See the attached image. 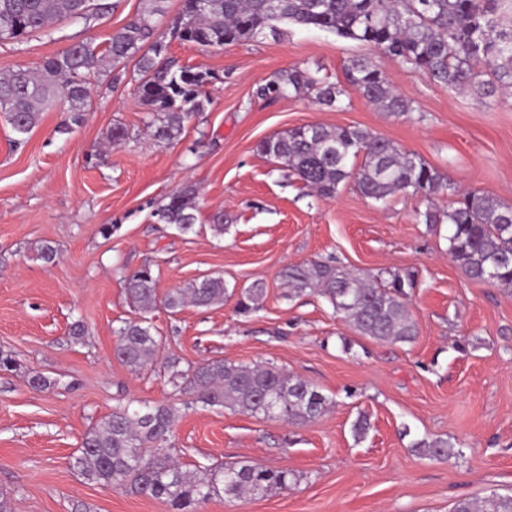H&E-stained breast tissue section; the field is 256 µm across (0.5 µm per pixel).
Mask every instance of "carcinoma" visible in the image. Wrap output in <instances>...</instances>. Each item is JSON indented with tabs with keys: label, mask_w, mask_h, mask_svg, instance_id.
Masks as SVG:
<instances>
[{
	"label": "carcinoma",
	"mask_w": 512,
	"mask_h": 512,
	"mask_svg": "<svg viewBox=\"0 0 512 512\" xmlns=\"http://www.w3.org/2000/svg\"><path fill=\"white\" fill-rule=\"evenodd\" d=\"M167 0H147V7L112 32L104 44L75 43L49 57L41 67H19L0 76V116L19 144L39 124L48 105L60 97L69 117L58 127L68 133L84 120L90 106V77L112 68V83L122 81L133 60L139 79L136 93L152 115L147 123L153 140L177 139L185 122L205 110L202 88L209 71L178 66L166 57L167 43L158 33ZM107 0H0V41H17L41 33L60 19L89 22L105 18ZM512 0H183L172 34L203 50L221 49L282 28H313L372 47L455 93L467 91L488 106L512 91ZM345 85L329 83L318 71L297 66L278 72L257 88L256 95L276 101L304 95L340 110L346 87L372 107L389 115L413 111L367 55L350 57ZM318 196H335L341 183L353 180L357 191L374 202L394 196L415 198V220L429 228L448 225V256L470 279L512 288V204L480 189L460 191L448 176L393 141L356 126L304 125L270 135L257 145ZM196 192L186 186L153 211L158 224L186 234L197 221ZM288 295L316 294L328 301L358 335L381 344L411 343L417 335L410 296L417 287L411 273L384 281L351 271L332 261L310 260L281 271ZM157 278L142 267L124 277V291L135 309L147 313L161 305L174 314L190 302L199 307L224 303L220 275L157 295ZM264 284L253 283L238 301L240 312L259 309ZM160 338L147 317L127 320L116 330L115 357L134 370L154 363ZM175 396L188 395L203 407L227 408L253 416L304 424L321 417L329 400L310 381L272 367L207 360L185 370L168 364ZM175 408L167 404L113 407L83 438L76 464L90 480L106 487H128L167 503L172 512H197L223 484L240 495L286 488L288 472L261 465H227L191 475L162 452L170 437ZM412 450L431 461L460 454L451 440L424 435ZM453 512H512V490H492L478 501L462 498Z\"/></svg>",
	"instance_id": "carcinoma-1"
}]
</instances>
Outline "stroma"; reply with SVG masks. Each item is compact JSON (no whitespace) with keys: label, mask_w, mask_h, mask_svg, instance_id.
Listing matches in <instances>:
<instances>
[{"label":"stroma","mask_w":512,"mask_h":512,"mask_svg":"<svg viewBox=\"0 0 512 512\" xmlns=\"http://www.w3.org/2000/svg\"><path fill=\"white\" fill-rule=\"evenodd\" d=\"M112 2L102 20L63 19L51 37L0 42V74L38 68L80 40L104 42L144 7ZM362 51L295 26L218 50L170 41L171 60L216 79L203 88L205 111L167 145L150 136L131 63L120 84L108 70L93 77L86 119L69 133L57 131L67 116L62 100L18 148L0 120V349L18 363L0 372V494L12 512H170L162 501L89 481L74 465L86 433L127 400L175 406L169 452L183 470L244 462L293 475L285 490L244 498L217 491L199 512H451L458 499L512 487V290L469 279L448 257L447 225L416 223V200L376 204L349 183L319 198L256 150L263 138L303 125L359 126L460 188L512 203V103L490 108L448 93L381 54L380 68L412 103L408 114L377 111L352 90L339 111L304 96L268 103L256 95L269 76L301 64L343 82L346 60ZM117 122L131 137L107 144ZM186 185L197 193L193 232L154 223L152 210ZM219 213L224 236L216 239L209 226ZM103 225L111 237L99 234ZM46 243L58 250L50 264L37 255ZM330 257L385 280L414 273L416 340L376 344L323 298L289 296L284 267ZM145 265L158 294L216 274L227 293L210 308L154 310L160 353L135 371L113 351L116 329L136 316L123 277ZM256 281L266 289L262 307L240 313L239 293ZM78 319L87 330L80 342L69 335ZM172 358L184 367L271 364L312 382L333 405L302 425L188 407L171 394ZM36 374L53 387L32 389ZM361 413L371 427L359 440L351 425ZM425 434L451 438L460 456H417L411 442Z\"/></svg>","instance_id":"stroma-1"}]
</instances>
